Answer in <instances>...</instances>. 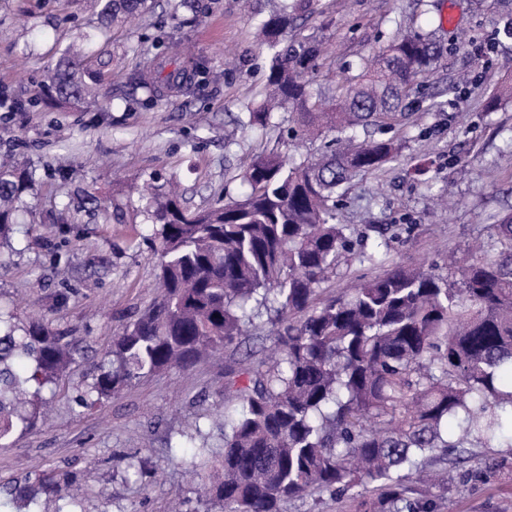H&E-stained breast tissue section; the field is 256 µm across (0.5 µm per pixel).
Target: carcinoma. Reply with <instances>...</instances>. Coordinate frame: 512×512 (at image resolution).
Returning a JSON list of instances; mask_svg holds the SVG:
<instances>
[{
  "mask_svg": "<svg viewBox=\"0 0 512 512\" xmlns=\"http://www.w3.org/2000/svg\"><path fill=\"white\" fill-rule=\"evenodd\" d=\"M96 2L114 24L147 10V0ZM319 2L294 0L258 25L272 65L247 126L264 129L287 110L294 137L321 136L326 150L252 155L240 172L250 187L243 200L202 211L186 209L174 192L154 201L158 297L115 335L83 403L93 407L149 374L235 347L264 314L275 349L225 375L235 408L224 412L223 442L199 448L210 463L200 512H284L291 501L324 494L352 501L355 512H443L450 487L433 464L512 448V216L494 225L497 251L448 256L452 283L391 260L386 239L370 245L338 222L350 184L397 159L401 147L388 133L441 46L399 29L349 66L334 94L315 97L306 74L319 66L320 44L289 43L285 34ZM199 67L155 55L134 80L157 97L183 88ZM96 82L68 50L50 76L72 105ZM32 179L0 164V236ZM353 259L383 271L349 294L321 298L322 284ZM71 363V344L48 324L20 327L0 312V441L44 422L42 391ZM502 462L482 457L467 479L485 483ZM39 483L58 493L55 512H84L76 478L41 473ZM8 490L17 503L35 500L25 483Z\"/></svg>",
  "mask_w": 512,
  "mask_h": 512,
  "instance_id": "cac0c4a2",
  "label": "carcinoma"
}]
</instances>
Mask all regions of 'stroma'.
I'll list each match as a JSON object with an SVG mask.
<instances>
[{
	"instance_id": "stroma-1",
	"label": "stroma",
	"mask_w": 512,
	"mask_h": 512,
	"mask_svg": "<svg viewBox=\"0 0 512 512\" xmlns=\"http://www.w3.org/2000/svg\"><path fill=\"white\" fill-rule=\"evenodd\" d=\"M198 21L173 14L169 0L119 28H102L89 0H0V95L20 103L0 111V156L35 169L21 196L18 222L0 238V306L18 325L43 319L76 348L53 388L47 425L0 443V484L36 471L73 472L88 489L86 512H169L180 499L196 512L191 460L202 428L221 443L224 373L246 352L273 344L257 323L237 348L186 371H163L119 397L83 407L80 397L112 338L155 298L157 259L147 240L153 224L137 192L151 183L163 193L180 184L182 201L203 210L247 191L239 173L266 148L290 153L291 113L278 112L270 132L243 128L260 102L270 56L256 42L258 16L280 0H258L245 15L239 0H204ZM323 14L297 22L289 38L320 42L328 60L311 89L330 91L337 76L378 47L399 21L435 32L445 51L431 75L419 78L409 117L396 130L400 161L355 180L339 209L360 231L413 225L390 243L394 262L447 274L445 256L471 242L495 245V219L512 215V99L488 108L512 78V39L499 35L502 0H321ZM165 35L179 56L201 61L207 78L145 103L132 76L142 50L158 54ZM75 47L106 81L98 102L72 108L51 101L45 75L65 48ZM456 95L440 108L426 99L448 84ZM148 475L135 479L130 458ZM455 512H512V464L487 484L464 482L448 466ZM108 498L100 500L98 489Z\"/></svg>"
}]
</instances>
